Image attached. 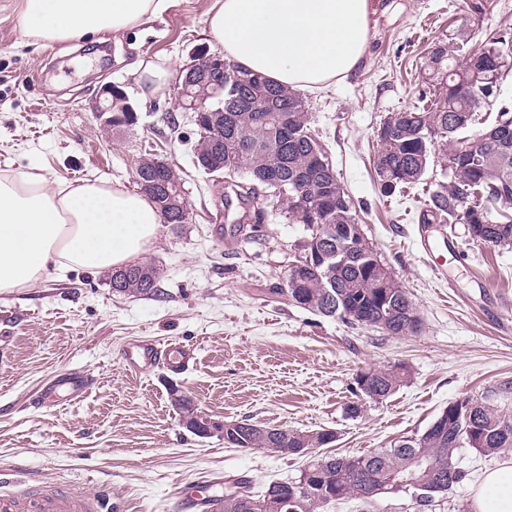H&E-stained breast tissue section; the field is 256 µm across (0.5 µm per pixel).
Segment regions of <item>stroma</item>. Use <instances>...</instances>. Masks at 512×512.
Here are the masks:
<instances>
[{"instance_id": "35a3bbf8", "label": "stroma", "mask_w": 512, "mask_h": 512, "mask_svg": "<svg viewBox=\"0 0 512 512\" xmlns=\"http://www.w3.org/2000/svg\"><path fill=\"white\" fill-rule=\"evenodd\" d=\"M212 0H169L141 33H103L84 43L28 35L22 0H0V175L34 173L48 185L98 180L135 190L147 154L181 176L189 220L162 225L145 260L163 270V298L113 294L107 271L72 269L0 293V472L16 485H74L103 512H170L197 481L215 474L251 480L254 492L297 478L302 457L226 446L223 434L192 435L171 407L176 381L212 419L335 432L325 455H361L423 432L450 403L471 398L512 412V320L496 319L512 299V249L473 242L464 225L423 223V200L442 178L437 155L421 184L382 195L371 160L375 131L410 109L426 86L433 43L460 33L483 38L512 28V0H383L369 20L360 66L306 94L315 130L381 259L412 295L418 331L390 336L351 328L278 295L308 233L273 196L254 236L228 235L233 216L217 204L221 182L197 167L196 127L172 84L143 96L145 68L176 74L193 49L220 47L207 30ZM123 85L139 122L104 131L93 111L106 84ZM447 240L443 266L423 254L421 231ZM191 349L187 369L131 372L126 345ZM402 364L409 375L391 396L350 416L358 371ZM64 372L90 380L76 401L36 406ZM462 449L464 479L431 506L410 494L339 501L327 512H470L483 471L499 463Z\"/></svg>"}]
</instances>
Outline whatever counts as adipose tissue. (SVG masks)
Here are the masks:
<instances>
[{
    "label": "adipose tissue",
    "instance_id": "1",
    "mask_svg": "<svg viewBox=\"0 0 512 512\" xmlns=\"http://www.w3.org/2000/svg\"><path fill=\"white\" fill-rule=\"evenodd\" d=\"M168 0H24L27 31L80 41L129 31ZM371 0H213L210 35L226 59L293 90L314 91L356 69L366 49ZM143 194L81 180L51 189L42 176L0 179V293L69 267L126 265L160 233ZM471 512H512V459L481 475Z\"/></svg>",
    "mask_w": 512,
    "mask_h": 512
}]
</instances>
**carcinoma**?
I'll return each mask as SVG.
<instances>
[{"label": "carcinoma", "mask_w": 512, "mask_h": 512, "mask_svg": "<svg viewBox=\"0 0 512 512\" xmlns=\"http://www.w3.org/2000/svg\"><path fill=\"white\" fill-rule=\"evenodd\" d=\"M429 52L428 83L434 91L423 96L422 106L392 112L380 124L376 137L380 147L372 165L382 194L423 180L438 153L446 157L444 179L428 198L427 223L467 225L472 240L493 246L512 245V216L497 214L494 205H512V102L500 104L495 123L476 134L469 129L476 122L479 104L496 99L486 75L502 69L500 61L512 59V30L503 29L490 42L460 61L448 44L436 43ZM224 70L235 79H224V132L205 123L196 126L197 146L208 151L224 143V170H236L244 181H230L247 201L269 193L286 203V218L303 224L309 231L304 243L306 268L299 278H288L287 291L299 295L297 306L324 317L345 318L356 311L362 320L377 324L390 335L409 331L407 313L415 304L403 288L385 294L370 260L362 253L336 255V238L328 227L349 226L363 233L346 197L336 171L325 169L326 151L311 130L310 113L303 98L279 84L251 74L224 61ZM255 91L266 104L263 112H249L237 105L240 95ZM288 115L293 132L283 137L279 117ZM151 200L163 224H184L188 215L173 219L163 196ZM132 277L120 294L132 297H160L163 273L159 265L146 262L130 265ZM401 366L375 369L370 374L372 394L386 397L406 378ZM448 430L443 435L424 432L405 437L389 448H376L315 470L309 486L299 489L295 499L256 506V512H325L338 500L366 497L370 482L395 485L416 471L422 490L416 498L420 507L430 505L459 483L463 471L455 466L462 448L484 456L512 452V415L487 404L463 399L448 405ZM248 448L276 450L283 454L294 448L323 444L318 431L290 429L276 438L264 429L243 428ZM423 465H413V458ZM253 493L252 482L243 477L224 483V512H250L237 489Z\"/></svg>", "instance_id": "cac0c4a2"}]
</instances>
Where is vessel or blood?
<instances>
[{
	"label": "vessel or blood",
	"mask_w": 512,
	"mask_h": 512,
	"mask_svg": "<svg viewBox=\"0 0 512 512\" xmlns=\"http://www.w3.org/2000/svg\"><path fill=\"white\" fill-rule=\"evenodd\" d=\"M190 360L187 349L160 348L141 340L129 343L124 351V361L134 371L145 370L162 361L170 367L182 369L188 366ZM87 386L88 379L85 376L61 374L45 390L42 402L53 404L62 395L70 399L80 398ZM99 509L97 498L68 487L49 492L28 488L6 497L0 496V512H99ZM173 512H224V495L208 484L180 497L173 506Z\"/></svg>",
	"instance_id": "obj_1"
}]
</instances>
